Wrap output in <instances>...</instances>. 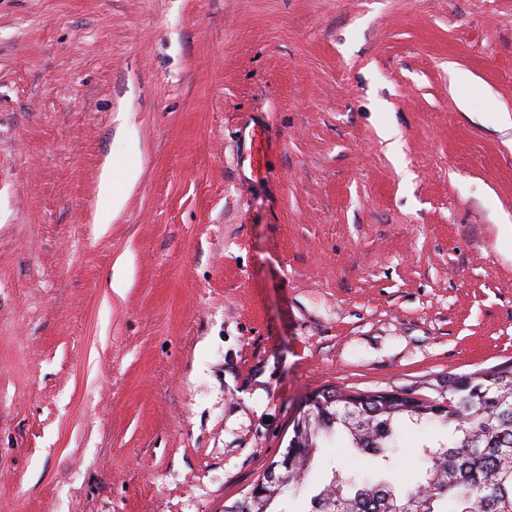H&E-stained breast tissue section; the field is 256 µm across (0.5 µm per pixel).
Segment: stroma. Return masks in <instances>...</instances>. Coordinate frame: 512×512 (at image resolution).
Wrapping results in <instances>:
<instances>
[{"label":"stroma","mask_w":512,"mask_h":512,"mask_svg":"<svg viewBox=\"0 0 512 512\" xmlns=\"http://www.w3.org/2000/svg\"><path fill=\"white\" fill-rule=\"evenodd\" d=\"M505 114L512 0H0V512H224L312 393L512 359Z\"/></svg>","instance_id":"35a3bbf8"}]
</instances>
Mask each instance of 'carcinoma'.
Here are the masks:
<instances>
[{
    "mask_svg": "<svg viewBox=\"0 0 512 512\" xmlns=\"http://www.w3.org/2000/svg\"><path fill=\"white\" fill-rule=\"evenodd\" d=\"M323 403H307L293 420L287 480L274 495L259 496L249 512L268 506L291 486L303 485L321 443L344 437L358 457L373 462L374 476L342 467L310 497L307 512H512V362L472 374H448V397L420 399L391 390L360 394L322 390ZM446 429L443 439L421 446L424 478L403 488L386 473L395 468L406 422ZM433 481L430 493L420 488Z\"/></svg>",
    "mask_w": 512,
    "mask_h": 512,
    "instance_id": "1",
    "label": "carcinoma"
}]
</instances>
